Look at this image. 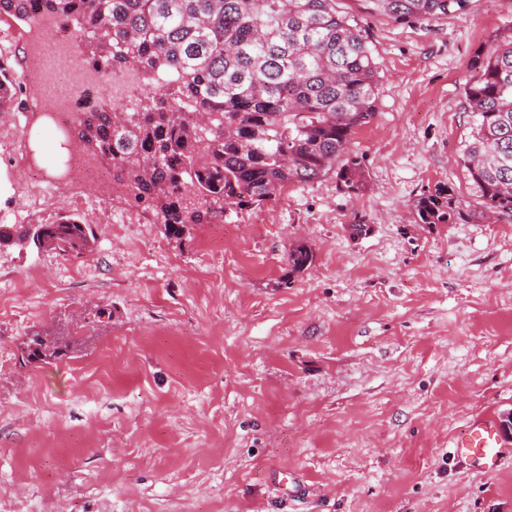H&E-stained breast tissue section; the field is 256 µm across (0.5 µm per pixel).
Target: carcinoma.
I'll return each mask as SVG.
<instances>
[{"mask_svg":"<svg viewBox=\"0 0 512 512\" xmlns=\"http://www.w3.org/2000/svg\"><path fill=\"white\" fill-rule=\"evenodd\" d=\"M362 2L373 14L411 23L462 11L468 0ZM1 10L31 23L73 19L90 60L111 72L142 69L154 91L128 111L76 118L74 132L123 187L124 200L170 236L330 173L349 193L365 188L349 145L376 115L380 62L336 0H0ZM471 69L461 161L481 210L438 185L415 205L419 224L512 219V27L475 54ZM92 239L91 225L63 216L42 226L35 244L80 258ZM314 259L312 247L297 244L285 261L294 274ZM73 346L37 333L23 352L28 362H47Z\"/></svg>","mask_w":512,"mask_h":512,"instance_id":"cac0c4a2","label":"carcinoma"}]
</instances>
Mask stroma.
<instances>
[{"label":"stroma","instance_id":"obj_1","mask_svg":"<svg viewBox=\"0 0 512 512\" xmlns=\"http://www.w3.org/2000/svg\"><path fill=\"white\" fill-rule=\"evenodd\" d=\"M336 7L381 64L351 144L360 193L293 183L175 239L96 186L35 205L0 155L12 224L68 215L95 234L78 259L0 247V512H512L511 466L452 453L473 415L512 411V220L414 221L439 184L478 202L464 88L512 0L410 26ZM30 142L56 172V128ZM297 243L315 262L292 274ZM37 332L77 350L23 362Z\"/></svg>","mask_w":512,"mask_h":512}]
</instances>
